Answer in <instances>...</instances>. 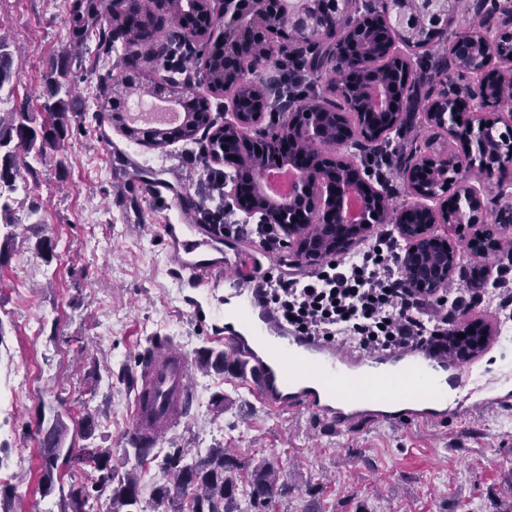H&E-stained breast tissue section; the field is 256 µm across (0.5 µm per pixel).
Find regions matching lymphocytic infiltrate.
I'll list each match as a JSON object with an SVG mask.
<instances>
[{
  "instance_id": "lymphocytic-infiltrate-1",
  "label": "lymphocytic infiltrate",
  "mask_w": 512,
  "mask_h": 512,
  "mask_svg": "<svg viewBox=\"0 0 512 512\" xmlns=\"http://www.w3.org/2000/svg\"><path fill=\"white\" fill-rule=\"evenodd\" d=\"M209 187L218 199L215 208L205 211L213 229L258 240L268 252L283 248L280 225L230 223L233 208L220 201L223 172L210 174ZM401 259L398 238L382 224L369 241L343 258H322L301 273H265L263 298L289 331L317 342L368 354L404 349L447 352L461 300L444 287L429 297L410 288Z\"/></svg>"
}]
</instances>
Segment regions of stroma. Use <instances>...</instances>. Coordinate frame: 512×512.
I'll return each instance as SVG.
<instances>
[{
  "label": "stroma",
  "mask_w": 512,
  "mask_h": 512,
  "mask_svg": "<svg viewBox=\"0 0 512 512\" xmlns=\"http://www.w3.org/2000/svg\"><path fill=\"white\" fill-rule=\"evenodd\" d=\"M112 0H0V35L13 52L12 80L0 91V116L30 113L42 124L53 81L71 91L69 124L49 160L18 153V189L0 215V394L11 396L0 418V467L11 475L13 501L0 512H57L59 491L41 490V429L64 397L72 420L94 415L88 444L112 451L118 471L135 469L145 490L167 477L153 459H137L126 443L134 391L123 375L151 337L165 336L194 364V394L184 422L161 441L186 449H234L245 461L276 457L298 487L324 481L326 512H512V337L501 334L474 362L468 399L439 419L370 420L339 430L306 411L275 413L242 368H205L199 353L224 347V286L193 288L172 271L162 225L181 223L173 198L148 197L130 179L132 164L208 199L216 163L201 144L150 148L130 141L99 114L112 77L124 68L103 22ZM493 256L457 240L460 272L450 288L468 293L472 272L512 271V225L497 226ZM50 239V251L41 242ZM230 248L256 255L261 271H304L294 246L263 253L246 238Z\"/></svg>",
  "instance_id": "1"
}]
</instances>
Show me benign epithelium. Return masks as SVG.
<instances>
[{
	"label": "benign epithelium",
	"instance_id": "7a95c632",
	"mask_svg": "<svg viewBox=\"0 0 512 512\" xmlns=\"http://www.w3.org/2000/svg\"><path fill=\"white\" fill-rule=\"evenodd\" d=\"M455 6L456 0H410L408 5L405 0H222L220 33L211 38L212 46L224 50V111L229 116L213 137L248 133L267 155L278 160L288 155L286 162L304 174L295 190L294 200L301 204L295 211L278 212L255 186L235 181L232 195L239 210L282 225L287 235L296 237L297 255L307 262L319 256L310 246L313 237L305 233L311 222L335 232V250L351 244L350 233L393 223L406 243L403 259L427 245H439L448 253L445 265L431 269L435 283L455 276L457 252L451 240L432 234L434 225L467 231L471 246L483 242L491 250L501 247L485 223L491 217L496 224H511L512 208L489 199L485 188L495 181L504 194L512 189V114L505 118L489 111L488 84L512 86V0H476V12L484 15L478 29L466 26L450 36ZM331 18L342 20L353 37L319 54L314 31L324 32ZM273 39H287L316 56L315 63L350 76L349 87L356 89L354 109L342 103L333 108L316 96L299 94L288 100L285 136L264 125L272 108L260 95L254 96L250 109L240 108L234 92L244 84L260 87L265 69L258 65L247 72L241 58ZM428 41L448 43L444 78L424 113L426 127L442 131L448 147L419 155L403 167L402 179L414 201L393 214L391 190L373 180L369 160L377 143L400 130L403 113L396 111L395 100L405 97L412 83V56ZM460 76L477 82L463 87ZM329 118L343 124L345 135L336 141V151L317 150L313 172L309 159L292 145L322 139ZM465 169L468 178L462 176ZM351 193L362 200L354 223L345 215ZM462 334L471 336L468 346L459 348L466 354L485 343L489 327L474 320Z\"/></svg>",
	"mask_w": 512,
	"mask_h": 512
}]
</instances>
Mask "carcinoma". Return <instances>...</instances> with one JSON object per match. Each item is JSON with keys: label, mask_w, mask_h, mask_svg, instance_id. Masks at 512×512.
I'll return each instance as SVG.
<instances>
[{"label": "carcinoma", "mask_w": 512, "mask_h": 512, "mask_svg": "<svg viewBox=\"0 0 512 512\" xmlns=\"http://www.w3.org/2000/svg\"><path fill=\"white\" fill-rule=\"evenodd\" d=\"M195 18L198 26L189 29L192 37H202L213 24L210 0H194ZM184 14L182 0H130L123 10L111 14L107 27L122 31L121 46L123 60L141 64L138 76L121 78L111 87V96L101 103L103 114L128 139L153 148H161L174 140H194L202 128L212 123L205 120L206 108L201 105L185 108L184 119L175 129L158 128L144 133L123 122L122 106L126 98L153 95L155 80L150 72L154 64L160 63L168 52L165 30L173 24H181ZM12 53L0 41V90L9 82L12 73ZM257 61H263L278 69L281 63L275 58L274 46L258 47L245 62L249 69ZM205 68L215 80L224 79V57L216 52L210 54ZM63 85L54 84L51 96L56 98L46 105L47 120L35 128L28 112H15L11 119L0 118V187L16 190L19 172L16 156L21 150L35 152L45 158L48 149L65 137L67 133L68 101L60 96ZM264 95L276 102L290 97V91L277 80L263 83ZM241 172L254 182L260 181L263 169L268 165V156L251 149L242 150ZM202 365L222 372L239 365L236 357L223 351L206 350L200 355ZM52 408L51 425L44 431L42 448V487L44 494L54 489V476L75 467H89L98 473L99 491L108 494V512H147L144 505L142 485L137 474L127 471L116 476L112 466V451L109 448H89L81 442L89 440L96 428L95 420L85 415L77 421L75 433L68 434V427L59 407ZM186 449L173 448L167 453L162 469L171 476L170 482L152 490L150 506L154 512L168 507L173 512H183L185 502L192 504V512H241L240 499L246 497L249 512H274L276 503L288 499L296 491V485L288 480L282 463L276 457L258 462H244L229 448L215 447L206 451L198 460L184 462ZM321 483H310L304 491L302 512H323ZM87 494L81 490H70L62 496V512H84Z\"/></svg>", "instance_id": "1"}]
</instances>
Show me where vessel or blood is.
<instances>
[{"instance_id":"vessel-or-blood-1","label":"vessel or blood","mask_w":512,"mask_h":512,"mask_svg":"<svg viewBox=\"0 0 512 512\" xmlns=\"http://www.w3.org/2000/svg\"><path fill=\"white\" fill-rule=\"evenodd\" d=\"M149 195L175 196L180 211L191 208V195L171 183L142 177ZM175 257L179 279L194 286L224 282L239 303L242 329H225L224 344L249 367L261 400L272 411L312 412L329 423L346 425L339 407L370 402L382 381L375 355L359 357L360 371H352L350 358L334 347H324L288 330L265 304L263 282L251 272L250 256L224 250V238L195 224L163 227ZM192 360L164 337L149 343L141 365L134 371L136 388L127 439L136 445L158 447L161 437L185 420L193 396L188 387ZM443 363L437 356H411L400 373L407 397L415 402L411 418L434 420L440 400L431 389L434 373Z\"/></svg>"}]
</instances>
